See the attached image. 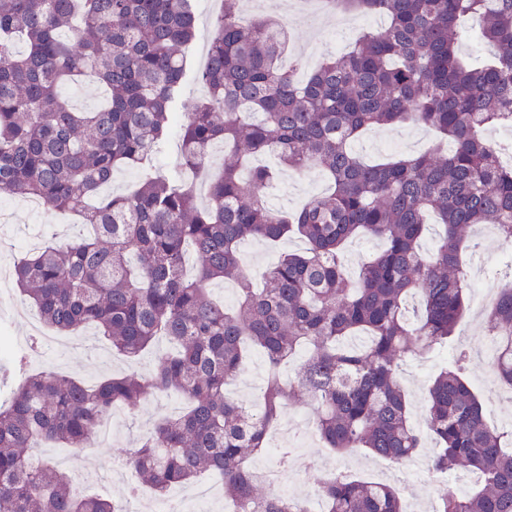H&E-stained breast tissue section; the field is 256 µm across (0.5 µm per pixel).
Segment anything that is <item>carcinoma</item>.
Listing matches in <instances>:
<instances>
[{
  "label": "carcinoma",
  "mask_w": 512,
  "mask_h": 512,
  "mask_svg": "<svg viewBox=\"0 0 512 512\" xmlns=\"http://www.w3.org/2000/svg\"><path fill=\"white\" fill-rule=\"evenodd\" d=\"M329 2L383 24L299 78L280 65L286 36L277 25L242 23L239 0H224L197 74L206 96L179 120L171 104L196 37L192 0H0V195L76 212L94 229L17 261L10 277L55 332L91 326L128 357L160 337L176 346L149 373L89 385L40 371L0 401V512H126L122 500L75 495L71 478L33 448H90L113 407L170 392L189 407L126 453L159 495L220 475L233 512H305L262 490L249 464L301 393L338 453L362 449L400 464L428 437L433 471L479 476L470 492L448 488L435 512H512V434L484 420L469 355L457 353L434 378L423 431L401 385L405 358L446 344L463 316L473 226L512 240V166L488 136L512 124V0ZM471 38L488 49L477 63L461 53ZM86 79L105 97L79 110L67 91ZM406 123L452 149L367 162L351 148L370 129ZM176 129L183 167L203 165L214 142L275 165L245 178L240 163L224 165L205 203L160 175L101 194L117 169L145 165ZM310 166L328 177L327 192L289 214L270 208L263 191L278 172ZM430 215L442 231L424 253ZM292 234L305 247L281 255L254 287L240 244ZM361 234L383 248L353 278L343 248ZM228 280L237 287L231 309L209 294ZM484 323L493 372L512 386V279ZM249 348L268 365L254 408L225 394ZM299 351L283 379L280 366ZM321 492L325 512H404V488L389 482L331 474Z\"/></svg>",
  "instance_id": "carcinoma-1"
}]
</instances>
